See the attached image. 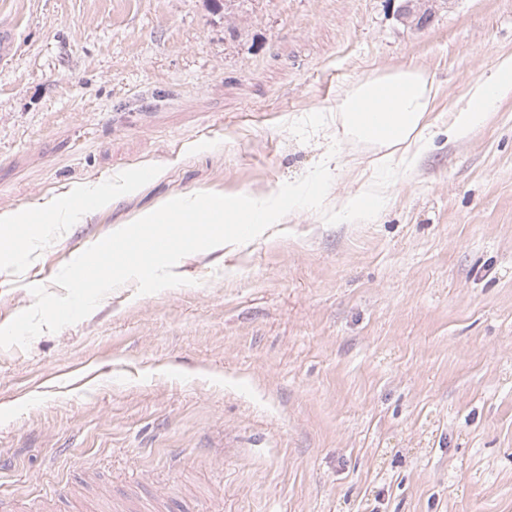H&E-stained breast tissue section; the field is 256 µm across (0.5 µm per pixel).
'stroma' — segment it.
Here are the masks:
<instances>
[{
  "label": "stroma",
  "instance_id": "1",
  "mask_svg": "<svg viewBox=\"0 0 512 512\" xmlns=\"http://www.w3.org/2000/svg\"><path fill=\"white\" fill-rule=\"evenodd\" d=\"M399 4L0 0V212L154 170L0 269V327L173 198L274 194L337 148L335 209L379 164L336 142L344 90L407 66L437 88L433 150L366 219L291 212L182 258L187 285L126 283L0 349V496L66 485L50 512H108L139 467L185 512H512V98L447 133L512 54V0L419 29Z\"/></svg>",
  "mask_w": 512,
  "mask_h": 512
}]
</instances>
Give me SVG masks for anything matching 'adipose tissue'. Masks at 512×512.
<instances>
[{
    "label": "adipose tissue",
    "mask_w": 512,
    "mask_h": 512,
    "mask_svg": "<svg viewBox=\"0 0 512 512\" xmlns=\"http://www.w3.org/2000/svg\"><path fill=\"white\" fill-rule=\"evenodd\" d=\"M469 93L468 106L448 115L449 138H466L502 100L512 96V55L501 58L496 74L474 83ZM436 95L433 80L411 66L358 80L336 104V133L346 142L376 150L381 161L397 159L405 168H413L433 147L425 131ZM387 187L384 181L364 183L361 194L337 202L331 221L341 224L362 218L367 213L366 202L382 203ZM117 192L109 183L82 188L74 192L73 203L61 211L48 210L45 217L50 222L69 223L82 201L100 210Z\"/></svg>",
    "instance_id": "adipose-tissue-1"
}]
</instances>
